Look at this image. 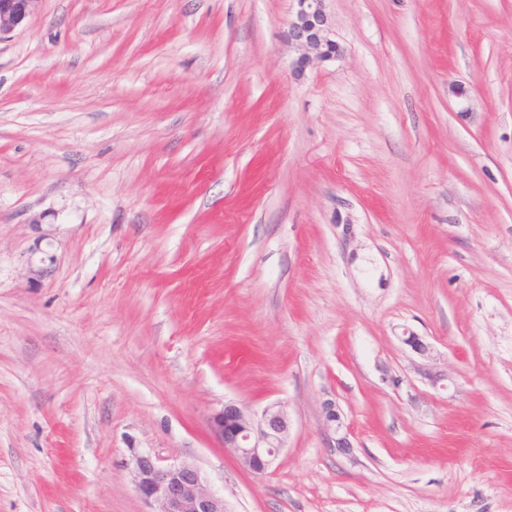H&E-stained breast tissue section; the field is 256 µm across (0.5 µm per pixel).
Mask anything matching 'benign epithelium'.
<instances>
[{"mask_svg": "<svg viewBox=\"0 0 512 512\" xmlns=\"http://www.w3.org/2000/svg\"><path fill=\"white\" fill-rule=\"evenodd\" d=\"M38 0H0V41L21 27L33 13ZM297 8L288 23V38L304 49L295 64L303 71L314 59L330 61L338 53L330 37L331 21L324 0H295ZM325 419L335 425L337 451L348 454L352 443L342 431L341 416L333 403L325 407ZM211 429L224 448L234 452L253 474L264 476L272 468L288 435V415L279 407H266L259 420L243 409L226 404L211 417ZM136 489L147 502H155L160 512H224V497L213 491L202 471L180 463L162 465L150 455L134 461Z\"/></svg>", "mask_w": 512, "mask_h": 512, "instance_id": "1", "label": "benign epithelium"}]
</instances>
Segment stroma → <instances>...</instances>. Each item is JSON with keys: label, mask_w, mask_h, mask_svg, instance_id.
<instances>
[{"label": "stroma", "mask_w": 512, "mask_h": 512, "mask_svg": "<svg viewBox=\"0 0 512 512\" xmlns=\"http://www.w3.org/2000/svg\"><path fill=\"white\" fill-rule=\"evenodd\" d=\"M295 8L0 40V512H149L141 454L225 512H512V0H325L300 74ZM228 403L287 413L265 476ZM297 8L288 23V38L305 50L295 68L302 72L313 60L330 61L338 53L336 42L330 37L331 21L324 0H294ZM325 419L327 424L331 425L332 423H334L335 425V432L337 437L335 438L334 446L336 450L343 454L350 453L351 448H353V446L349 439V433L347 431L341 432L343 424L341 422V416L335 404L331 402L327 404V406L325 407Z\"/></svg>", "instance_id": "1"}]
</instances>
